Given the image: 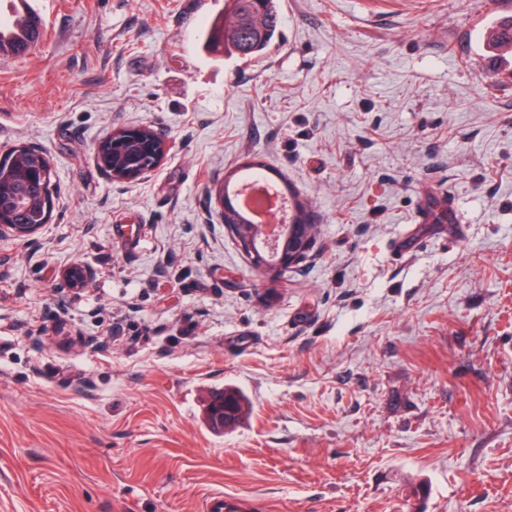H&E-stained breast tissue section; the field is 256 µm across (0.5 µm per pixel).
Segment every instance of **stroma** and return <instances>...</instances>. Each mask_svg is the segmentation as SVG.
<instances>
[{
    "mask_svg": "<svg viewBox=\"0 0 512 512\" xmlns=\"http://www.w3.org/2000/svg\"><path fill=\"white\" fill-rule=\"evenodd\" d=\"M30 3L0 157L42 149L56 192L0 237V512H512V0H280L246 60L198 40L224 0ZM142 126L164 157L110 179ZM254 163L319 226L279 276L213 200ZM224 385L250 411L217 435ZM123 133L133 134L141 139L144 147L147 149V151L153 157V162H154L153 167H155L162 159V157L165 153V150H166V142H165L164 138L159 133L155 132L154 130H152L150 128L141 127V128H129V129H121L118 131H114V132H112V134L107 136L104 140H102L98 144L97 149H96V155H97V161H98L101 169L110 178H112V180L131 181V180L140 178L146 172L130 173L128 175H120L116 168L115 161L113 159H112V168L107 166L102 161V156H103L104 149H105L106 145L109 143V141L114 136H116L118 134H123ZM152 168H150V169H152ZM202 510L203 512H246L250 510V506L242 499H227L222 492H212L204 499Z\"/></svg>",
    "mask_w": 512,
    "mask_h": 512,
    "instance_id": "stroma-1",
    "label": "stroma"
}]
</instances>
